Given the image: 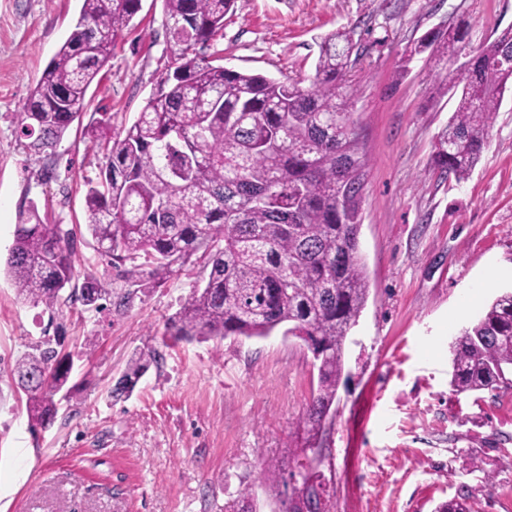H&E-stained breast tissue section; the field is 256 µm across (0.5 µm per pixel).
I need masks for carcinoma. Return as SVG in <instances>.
I'll return each mask as SVG.
<instances>
[{"label":"carcinoma","instance_id":"1","mask_svg":"<svg viewBox=\"0 0 512 512\" xmlns=\"http://www.w3.org/2000/svg\"><path fill=\"white\" fill-rule=\"evenodd\" d=\"M237 0H163L169 74L134 121L112 133L111 115L85 127L101 149L99 177L88 180L86 224L96 250L133 291L173 275L197 253L210 266L165 334L174 340L266 338L285 325L318 354V386L305 424L318 433L344 370L345 340L369 295L356 225L368 160L354 117L350 80L362 52L351 33L324 38L310 85L219 64L205 49ZM141 0H82L74 28L23 106L26 149L55 151L85 107L86 93ZM512 45V26L478 46L463 24L417 41L407 59L426 55L437 94L457 95L439 135L435 164L460 180L480 161L512 63L495 61ZM72 230L47 224L31 206L19 212L7 273L24 300L52 310L61 292L96 303L75 278ZM453 391L512 388V291L497 296L451 343ZM45 348L15 365L32 426L47 428L69 368ZM154 351L130 360L112 394L133 392Z\"/></svg>","mask_w":512,"mask_h":512}]
</instances>
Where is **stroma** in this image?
Segmentation results:
<instances>
[{"label":"stroma","mask_w":512,"mask_h":512,"mask_svg":"<svg viewBox=\"0 0 512 512\" xmlns=\"http://www.w3.org/2000/svg\"><path fill=\"white\" fill-rule=\"evenodd\" d=\"M81 5L0 0V512H279L266 476L299 471L318 381L311 352L278 331L165 340L198 266L118 309L121 283L86 230L102 153L84 125L108 112L120 131L156 92L168 61L161 0H142L55 155L22 145V107ZM457 22L480 44L512 25V0H238L214 42L226 67L305 82L326 35L343 28L366 47L352 80L369 159L359 249L370 290L312 473L330 512H438L461 495L470 512H512V389L455 393L449 349L512 289V94L458 181L434 163L456 102L434 95L423 57L404 59L411 43ZM32 204L72 229L76 273L99 280L101 307L63 300L49 311L17 296L6 259ZM48 337L72 370L54 423L35 429L11 370ZM151 349L159 362L129 397L113 398L128 360Z\"/></svg>","instance_id":"35a3bbf8"}]
</instances>
